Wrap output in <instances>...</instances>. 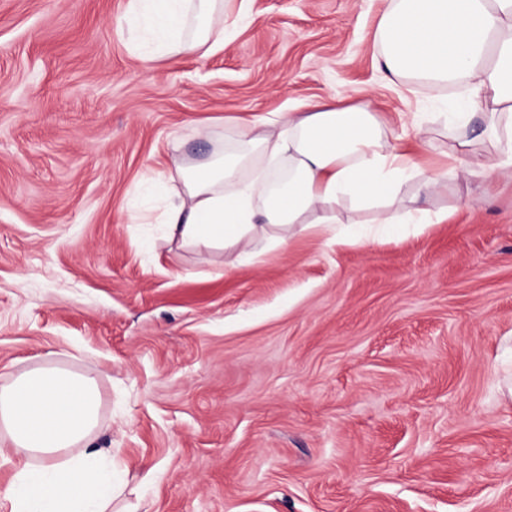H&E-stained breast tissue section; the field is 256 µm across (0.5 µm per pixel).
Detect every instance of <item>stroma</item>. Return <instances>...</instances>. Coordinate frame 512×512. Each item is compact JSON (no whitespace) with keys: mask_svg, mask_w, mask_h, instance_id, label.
<instances>
[{"mask_svg":"<svg viewBox=\"0 0 512 512\" xmlns=\"http://www.w3.org/2000/svg\"><path fill=\"white\" fill-rule=\"evenodd\" d=\"M386 0L226 7L223 51L144 61L128 0H0V385L52 363L96 376L129 512H512V178L449 181L430 210L338 245L259 241L246 261L135 223L147 178L237 119L438 93L388 81Z\"/></svg>","mask_w":512,"mask_h":512,"instance_id":"1","label":"stroma"}]
</instances>
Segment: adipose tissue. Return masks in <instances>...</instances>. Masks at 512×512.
I'll return each mask as SVG.
<instances>
[{"label": "adipose tissue", "mask_w": 512, "mask_h": 512, "mask_svg": "<svg viewBox=\"0 0 512 512\" xmlns=\"http://www.w3.org/2000/svg\"><path fill=\"white\" fill-rule=\"evenodd\" d=\"M130 27L147 34L157 56L223 50L224 0H129ZM380 65L392 81L412 77L429 88L462 86L447 98L446 168L421 174L389 143L370 104L333 100L267 117L240 130L233 144L185 164L169 161L181 181L161 215L170 240L224 247L253 258L252 245L272 229L331 226L343 199L377 208L376 222L447 220L429 212L447 180L473 168L512 177V0H387L376 29ZM290 163L288 182L255 207V183L240 178L253 156ZM417 180L400 213L390 210L403 183ZM101 394L94 377L39 365L0 385V462L13 469L0 497L10 512H112L121 486L112 456L93 445Z\"/></svg>", "instance_id": "ef3b65f1"}]
</instances>
